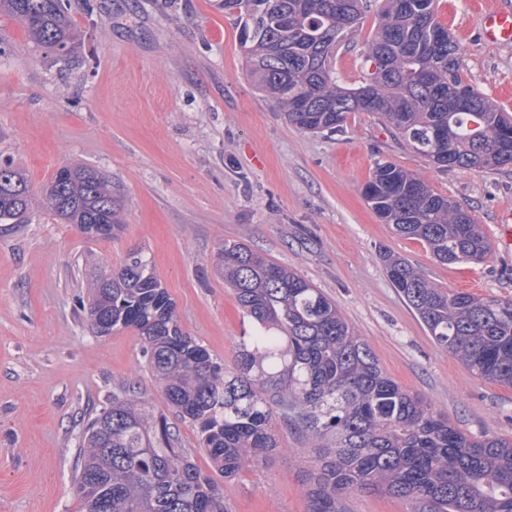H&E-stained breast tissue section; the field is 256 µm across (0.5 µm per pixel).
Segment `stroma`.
Segmentation results:
<instances>
[{
  "instance_id": "obj_1",
  "label": "stroma",
  "mask_w": 512,
  "mask_h": 512,
  "mask_svg": "<svg viewBox=\"0 0 512 512\" xmlns=\"http://www.w3.org/2000/svg\"><path fill=\"white\" fill-rule=\"evenodd\" d=\"M488 0H436L463 50L462 74L512 114V44L479 38ZM220 0H71L78 45L70 57L29 41L0 17V158L33 193L65 165L112 181L124 226L91 241L35 207L0 231V512H79L73 485L89 416L132 384L167 415L202 471L196 430L170 415L134 331L98 337L81 300L85 259L119 267L130 249L151 256L183 330L233 368L248 320L214 259L242 243L296 270L336 301L382 370L471 436L512 439V387L472 374L436 345L389 282L379 258L406 257L450 291L512 301V252L497 226L512 212V166L442 170L382 119L349 113L332 134L304 133L249 81ZM370 0L336 54L342 83L359 86L378 23ZM407 169L472 214L494 245L474 264H443L395 235L362 188L378 161ZM276 458L220 479L227 512H308L302 475L309 443L277 423Z\"/></svg>"
}]
</instances>
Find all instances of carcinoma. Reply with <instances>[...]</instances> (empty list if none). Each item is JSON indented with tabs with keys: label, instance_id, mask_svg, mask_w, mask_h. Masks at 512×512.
Wrapping results in <instances>:
<instances>
[{
	"label": "carcinoma",
	"instance_id": "carcinoma-1",
	"mask_svg": "<svg viewBox=\"0 0 512 512\" xmlns=\"http://www.w3.org/2000/svg\"><path fill=\"white\" fill-rule=\"evenodd\" d=\"M258 89L307 132L333 133L351 112L385 120L415 153L442 167L483 171L512 165V119L461 74L462 48L435 0H384L364 63L376 106L336 77L335 59L359 27L367 0H224ZM353 25L343 29L339 13ZM29 40L66 56L76 48L69 0H0V16ZM455 161L448 163V155ZM393 231L421 242L439 262L479 263L491 244L474 219L420 178L377 163L363 188ZM33 194L25 172L0 159V224L25 222ZM42 204L87 238H112L119 200L103 173L60 167ZM380 258L389 280L438 346L473 374L512 386V301L451 293L405 257ZM218 270L250 323L237 371L183 329L175 304L143 250L86 280V319L97 336L131 329L169 407L198 430L199 446L224 477L278 451L274 416L299 427L311 453L309 512H344L355 492L411 503L410 512H512V439L476 438L387 376L336 302L296 272L240 243H226ZM74 484L81 512H225L219 487L179 446L149 395L128 386L85 428Z\"/></svg>",
	"mask_w": 512,
	"mask_h": 512
}]
</instances>
